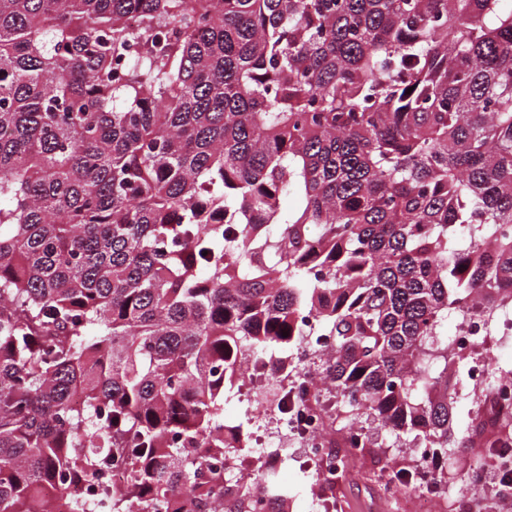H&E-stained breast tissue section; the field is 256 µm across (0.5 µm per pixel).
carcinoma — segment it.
Wrapping results in <instances>:
<instances>
[{"label":"carcinoma","mask_w":512,"mask_h":512,"mask_svg":"<svg viewBox=\"0 0 512 512\" xmlns=\"http://www.w3.org/2000/svg\"><path fill=\"white\" fill-rule=\"evenodd\" d=\"M450 310L512 318V0H0V512H288L221 405L302 341L446 457Z\"/></svg>","instance_id":"carcinoma-1"}]
</instances>
